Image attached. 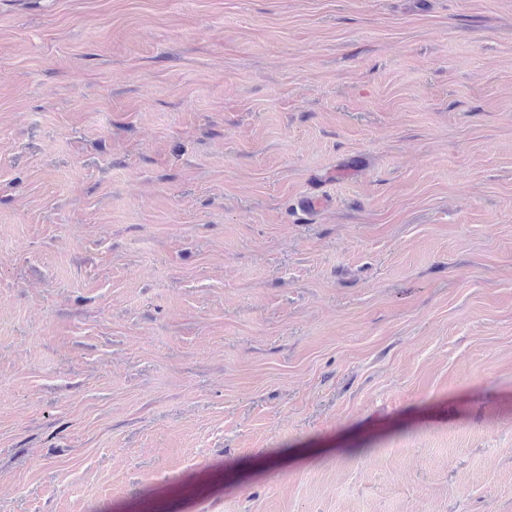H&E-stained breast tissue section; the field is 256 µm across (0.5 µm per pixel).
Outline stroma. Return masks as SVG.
Masks as SVG:
<instances>
[{"mask_svg": "<svg viewBox=\"0 0 512 512\" xmlns=\"http://www.w3.org/2000/svg\"><path fill=\"white\" fill-rule=\"evenodd\" d=\"M0 512H512V0H0Z\"/></svg>", "mask_w": 512, "mask_h": 512, "instance_id": "35a3bbf8", "label": "stroma"}]
</instances>
